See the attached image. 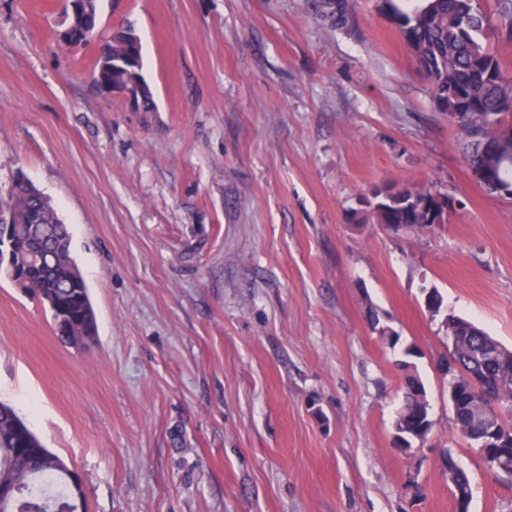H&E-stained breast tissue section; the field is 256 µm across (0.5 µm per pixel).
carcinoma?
I'll return each mask as SVG.
<instances>
[{
    "instance_id": "1",
    "label": "carcinoma",
    "mask_w": 512,
    "mask_h": 512,
    "mask_svg": "<svg viewBox=\"0 0 512 512\" xmlns=\"http://www.w3.org/2000/svg\"><path fill=\"white\" fill-rule=\"evenodd\" d=\"M382 0V11L399 31L420 73L429 83L438 109L453 119L466 142L464 160L475 175L485 174L484 190L497 197L498 186H512V143L501 140L496 125L512 113V74L501 54L489 42V33L512 46V0H503L500 23L484 10L481 0ZM349 0H317L316 14L332 27L347 20ZM130 25L103 45L112 52L105 63H95L93 77L117 81L125 74V57L135 54V66L143 68L142 47L132 46ZM381 192L363 200L366 209L357 211L358 223L403 224L405 230L424 233L430 224H446L448 212L438 201L440 190L429 185L398 187L386 183ZM7 199L3 223L10 225L8 242L21 259L22 272L13 278L0 269V280L8 281L37 298L48 309L54 331L65 337L64 324L75 334H96V318L86 282L71 256V236L50 199L29 179L13 174L0 186V200ZM448 337L455 339L450 356L457 365L454 380L459 405L453 419L461 437L482 461H491L493 474L512 481V349L470 320L453 312L446 314ZM415 354L402 350L397 366L404 380V396L394 430L413 445L432 421L431 405L414 361ZM29 474L20 475L26 484L22 512H45L35 505L61 496L68 489L70 469L45 448L28 423L9 404L0 402V477L11 465L19 439ZM453 478L448 484L455 508L471 505L469 473L453 461Z\"/></svg>"
}]
</instances>
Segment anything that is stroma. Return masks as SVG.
<instances>
[{"label": "stroma", "mask_w": 512, "mask_h": 512, "mask_svg": "<svg viewBox=\"0 0 512 512\" xmlns=\"http://www.w3.org/2000/svg\"><path fill=\"white\" fill-rule=\"evenodd\" d=\"M380 0L330 29L312 0H98L66 46L64 0H0V184L56 207L97 334L71 346L0 280V401L84 483L87 512H512L448 407L444 305L512 347V199L470 177ZM131 24L154 109L95 84ZM459 209L426 234L352 219L383 183ZM419 354L432 430L393 446L397 351ZM416 478L423 497L404 486ZM452 461L454 474L451 483H448V487L455 503V511L458 512L461 506L468 505V510L463 511L468 512L473 499L471 478L469 473L459 465L454 455Z\"/></svg>", "instance_id": "35a3bbf8"}]
</instances>
